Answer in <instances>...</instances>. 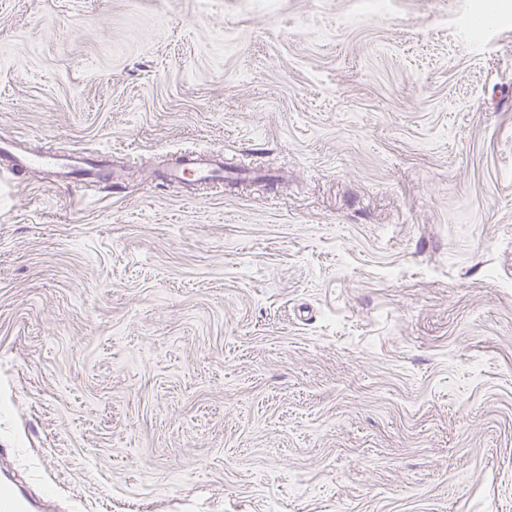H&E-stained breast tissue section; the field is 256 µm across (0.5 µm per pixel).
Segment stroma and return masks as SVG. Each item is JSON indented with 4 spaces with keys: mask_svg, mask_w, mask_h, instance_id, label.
I'll use <instances>...</instances> for the list:
<instances>
[{
    "mask_svg": "<svg viewBox=\"0 0 512 512\" xmlns=\"http://www.w3.org/2000/svg\"><path fill=\"white\" fill-rule=\"evenodd\" d=\"M0 448L63 512H512V0H0ZM247 179L189 186L171 155ZM0 156L13 168H64L66 174L83 171L86 178L91 180L99 179L105 171L100 169L87 168L84 159L80 156H69L64 159L56 158L50 153L28 154L18 145H1Z\"/></svg>",
    "mask_w": 512,
    "mask_h": 512,
    "instance_id": "stroma-1",
    "label": "stroma"
}]
</instances>
